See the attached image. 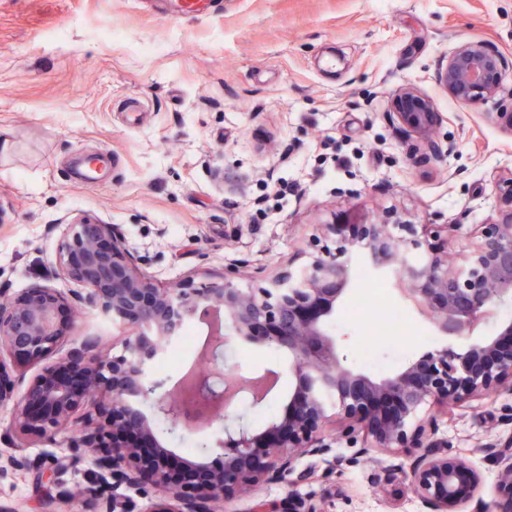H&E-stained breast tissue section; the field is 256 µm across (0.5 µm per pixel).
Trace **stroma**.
<instances>
[{"mask_svg":"<svg viewBox=\"0 0 512 512\" xmlns=\"http://www.w3.org/2000/svg\"><path fill=\"white\" fill-rule=\"evenodd\" d=\"M480 41L509 62L512 0H222L180 17L174 0H0V299L40 282L67 222L116 227L145 256L157 287L206 283L239 263L242 288L264 285L310 250L323 223L349 218L449 225L463 262L482 227L500 222L512 177V134L487 120L491 102L464 104L436 81L458 45ZM410 84L433 99L440 159L413 151L390 94ZM108 159L97 180L83 158ZM349 367L385 376L440 342L431 323L404 352L382 345L380 368L360 357L358 321L337 316ZM101 336L112 355L125 331L78 304L69 338ZM286 354L235 342L225 367L246 374ZM328 477L298 486L326 512H428L407 494L416 448L389 452L349 441L338 424ZM429 441L467 457L481 499L497 494L489 448L512 443V392L437 413ZM28 467L0 476L14 512H78L61 499L95 483L92 456L64 439L24 449ZM66 462L60 486L47 476Z\"/></svg>","mask_w":512,"mask_h":512,"instance_id":"obj_1","label":"stroma"}]
</instances>
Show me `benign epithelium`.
Segmentation results:
<instances>
[{
  "instance_id": "benign-epithelium-1",
  "label": "benign epithelium",
  "mask_w": 512,
  "mask_h": 512,
  "mask_svg": "<svg viewBox=\"0 0 512 512\" xmlns=\"http://www.w3.org/2000/svg\"><path fill=\"white\" fill-rule=\"evenodd\" d=\"M505 58L479 42H465L438 65L436 78L458 101L488 100L501 94L492 75ZM393 118L416 138V147L441 156L432 140L440 124L434 102L411 85L391 95ZM55 266L46 282L0 302V407L12 405L9 451L0 453V475L25 468L16 449L70 432L75 457L92 453L98 484L80 495L81 512H213L231 493L250 495L262 484L311 481L316 467L305 458L327 455L332 440L326 424L336 420L371 448L423 445L428 408L460 405L512 391V317L497 322L491 336L469 345L459 335L483 327L492 311L512 307V209L501 222L484 226L481 239L460 266L439 246L437 224L322 225L335 248L311 252L297 267L259 288H240L226 276L198 288L180 281L156 287L139 266L141 256L110 224L85 217L67 222ZM365 267L389 278L400 299L428 320L442 343L384 378L344 364L331 329L336 308ZM72 280L84 287L77 301L100 308L112 323L132 329L125 354L109 358L102 339L87 336L64 349L72 301L55 286ZM208 326L201 352L207 374H185L170 388L155 377L156 363L188 322ZM262 341L288 355V372L224 376V343ZM54 356L22 392L19 364ZM295 382L283 411L256 427L235 411L245 400L257 411L268 403L280 378ZM218 425L215 444L224 466L206 472L202 452L181 465L159 438ZM500 464L499 490L512 499V448H490ZM112 486L103 498L101 487ZM407 492L429 512H466L482 477L462 457H448L431 445L405 474ZM147 499L141 510L119 489ZM250 512H326L309 497L260 501Z\"/></svg>"
}]
</instances>
